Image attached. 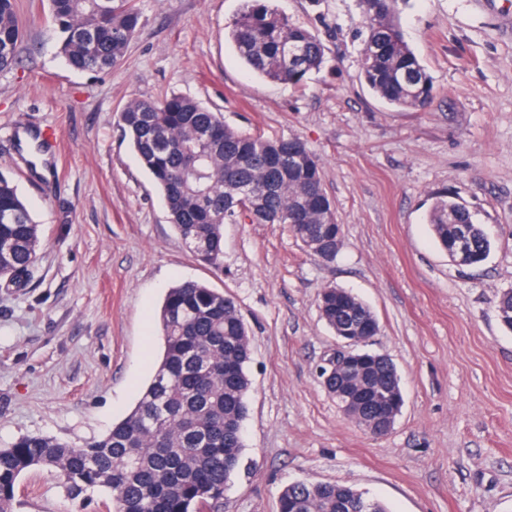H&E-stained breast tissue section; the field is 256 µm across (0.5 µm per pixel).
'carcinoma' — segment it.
<instances>
[{
  "label": "carcinoma",
  "mask_w": 512,
  "mask_h": 512,
  "mask_svg": "<svg viewBox=\"0 0 512 512\" xmlns=\"http://www.w3.org/2000/svg\"><path fill=\"white\" fill-rule=\"evenodd\" d=\"M59 33L58 50L73 70L103 71L121 64L141 28L135 0H47ZM365 36L360 71L368 88L388 105L425 110L434 100L432 79L399 23L408 0H358ZM237 55L260 76L297 85L322 68L325 45L296 25L270 0H243L229 25ZM23 30L15 0H0V70L15 64ZM299 55L291 60L285 48ZM118 125L164 195L168 221L199 261L215 272L224 266V225L241 216L256 224H285L300 242L317 239L313 253L336 260V221L321 177V164L298 137L266 139L239 132L220 112L180 94L133 99L117 113ZM249 193L231 206L235 189ZM435 239L451 261L457 232L467 229L465 267L486 260L491 242L468 207L439 195L429 215ZM41 245L39 224L11 177L0 173V281L31 278ZM320 316L338 332L353 325L371 336L379 321L362 300L336 287L320 295ZM512 329V289L497 301ZM159 323L164 352L134 409L103 436L73 445L46 435H25L0 448V512L20 506L16 489L30 470L59 480L65 496L86 503L90 494L112 495L114 512H223L224 491L240 467L247 417L251 347L248 327L234 299L185 281L170 288ZM366 372L401 390L394 363L372 360ZM278 512H387L368 493L338 483L297 481L278 499Z\"/></svg>",
  "instance_id": "1"
}]
</instances>
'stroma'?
Here are the masks:
<instances>
[{
	"label": "stroma",
	"instance_id": "1",
	"mask_svg": "<svg viewBox=\"0 0 512 512\" xmlns=\"http://www.w3.org/2000/svg\"><path fill=\"white\" fill-rule=\"evenodd\" d=\"M23 41L0 71V171L40 226L27 287L0 283V448L27 434L81 444L125 417L163 350L157 313L195 280L233 296L251 339L244 461L224 512H277L288 484L339 482L389 512H512V0H409L399 15L431 76L424 111L397 109L360 80L356 0H275L324 41L326 63L294 87L252 73L225 28L240 0H137L123 63L66 66L47 0H17ZM182 94L231 127L299 137L319 158L342 249L325 263L283 224L224 227V268L197 260L117 126L135 98ZM463 201L492 247L455 265L426 222L435 197ZM377 316L403 405L384 436L348 419L319 369L336 349L323 288ZM21 512H112L22 477Z\"/></svg>",
	"mask_w": 512,
	"mask_h": 512
}]
</instances>
